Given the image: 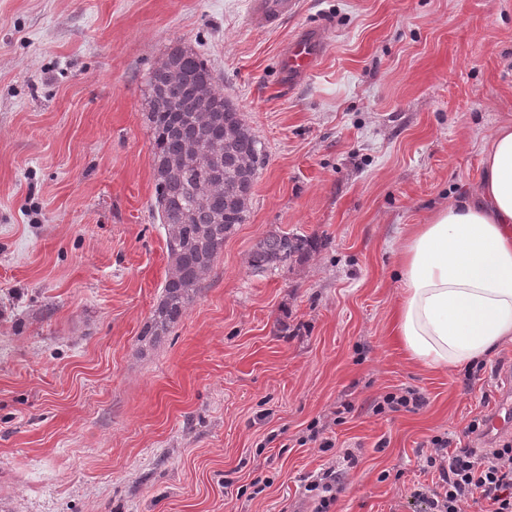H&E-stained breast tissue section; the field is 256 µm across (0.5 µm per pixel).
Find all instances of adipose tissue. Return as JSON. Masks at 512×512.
Returning a JSON list of instances; mask_svg holds the SVG:
<instances>
[{"mask_svg":"<svg viewBox=\"0 0 512 512\" xmlns=\"http://www.w3.org/2000/svg\"><path fill=\"white\" fill-rule=\"evenodd\" d=\"M476 187L396 246L395 334L431 368L461 367L512 340V125L483 146Z\"/></svg>","mask_w":512,"mask_h":512,"instance_id":"obj_1","label":"adipose tissue"}]
</instances>
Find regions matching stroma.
<instances>
[{"label": "stroma", "instance_id": "35a3bbf8", "mask_svg": "<svg viewBox=\"0 0 512 512\" xmlns=\"http://www.w3.org/2000/svg\"><path fill=\"white\" fill-rule=\"evenodd\" d=\"M252 2L0 0V512H312L305 487L343 448L358 461L331 512H428L431 439L492 445L466 428L512 341L411 360L393 246L475 186L512 123V0H296L270 28ZM300 35L316 62L293 78ZM177 41L264 162L197 300L146 347L168 271L147 81ZM272 231L315 247L253 272ZM406 387L419 409L374 413Z\"/></svg>", "mask_w": 512, "mask_h": 512}]
</instances>
